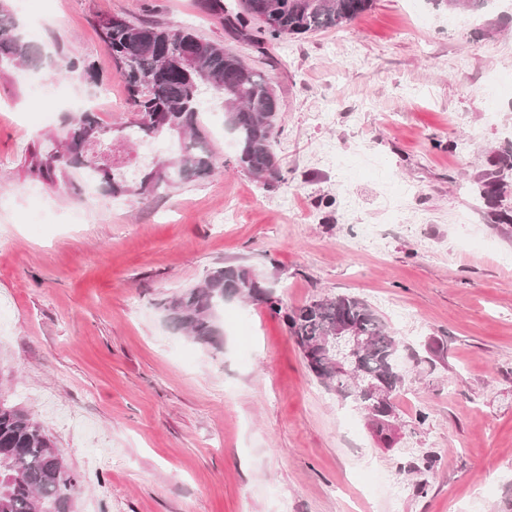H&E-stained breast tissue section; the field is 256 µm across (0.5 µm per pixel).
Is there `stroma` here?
<instances>
[{"mask_svg": "<svg viewBox=\"0 0 512 512\" xmlns=\"http://www.w3.org/2000/svg\"><path fill=\"white\" fill-rule=\"evenodd\" d=\"M198 3L10 0L45 55L38 80L0 69V401L54 442L78 480L74 512H390L399 487V512H512V227L497 220L512 214V170L495 199L478 185L512 154V4L472 23L433 0H374L344 28L261 53ZM111 16L193 29L263 72L283 108L284 182L235 167L214 108L219 174L135 195L178 139L127 141L134 115L98 34ZM75 51L97 86L50 77ZM77 107L110 131L97 159L124 141L123 191L29 174ZM368 224L383 246L352 249ZM237 264L291 308L358 296L401 336L392 445L321 387L266 304L226 301L217 347L169 327L160 299Z\"/></svg>", "mask_w": 512, "mask_h": 512, "instance_id": "obj_1", "label": "stroma"}]
</instances>
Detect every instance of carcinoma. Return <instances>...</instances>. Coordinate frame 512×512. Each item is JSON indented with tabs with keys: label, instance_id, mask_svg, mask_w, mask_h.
Returning a JSON list of instances; mask_svg holds the SVG:
<instances>
[{
	"label": "carcinoma",
	"instance_id": "cac0c4a2",
	"mask_svg": "<svg viewBox=\"0 0 512 512\" xmlns=\"http://www.w3.org/2000/svg\"><path fill=\"white\" fill-rule=\"evenodd\" d=\"M448 10L466 14L479 10L485 0H438ZM208 13L224 24V30L264 50L265 45L285 37L341 28L372 7L373 0H200ZM100 37L127 86L128 104L136 120L131 123L142 136L177 131V157L163 174L145 173L138 195L146 199L177 184L201 180L214 169L213 152L203 124L202 97L221 101L224 125L239 145L237 167L264 185L281 181L274 150V135L282 107L270 80L248 66L224 45L205 40L190 30L171 29L156 23L125 18L114 23L104 18L98 24ZM186 49L204 77L185 73L175 64H164L167 50ZM42 65V52L20 28L0 0V67ZM74 76L88 84L99 81L93 63L66 56L51 70L54 79ZM101 126L99 118L84 110L68 116L63 150L36 154L29 165L38 178H50L65 168L90 171L99 184L116 192L121 185L116 174L100 173L82 165L80 146L87 130ZM482 193L493 197L501 191L499 171L481 177ZM265 303L283 315L289 335L302 355L339 324L357 328L366 344L355 348L339 340L336 350L307 367L326 390L353 405L368 428L385 431L371 408L384 397L390 412L405 386L401 362V337L363 299L337 294L313 300L301 307L283 309L275 284L246 265H227L210 271L202 285L184 289L159 303L167 322L177 331L203 343H214L223 334L221 313L225 296ZM344 359L349 372L338 374L330 361ZM77 479L64 465L53 441L31 414L0 402V512H71Z\"/></svg>",
	"mask_w": 512,
	"mask_h": 512
}]
</instances>
